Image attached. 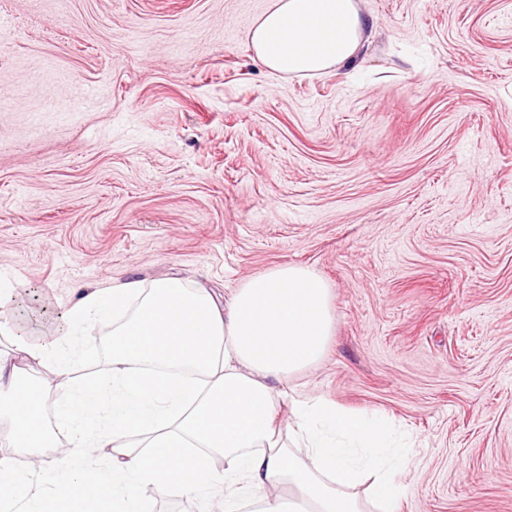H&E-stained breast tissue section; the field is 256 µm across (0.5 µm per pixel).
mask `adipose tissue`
Segmentation results:
<instances>
[{
	"label": "adipose tissue",
	"mask_w": 512,
	"mask_h": 512,
	"mask_svg": "<svg viewBox=\"0 0 512 512\" xmlns=\"http://www.w3.org/2000/svg\"><path fill=\"white\" fill-rule=\"evenodd\" d=\"M370 37L359 0H272L249 32L256 60L284 75L357 65ZM112 329V376L67 383L54 422L39 387L0 359V417L17 448H50L54 428L75 451L63 474L21 471L0 458V512H145L144 493L175 492L223 512H283L274 488H292L301 512H361L350 488L374 476L381 512H399L409 458L386 423L322 397L293 398L297 454L275 425V384L322 357L332 327L329 288L297 265L246 279L225 302L171 277L86 290L55 334L19 336V352L68 372L92 326ZM223 455L216 471L211 459Z\"/></svg>",
	"instance_id": "1"
}]
</instances>
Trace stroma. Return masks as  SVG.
<instances>
[{
  "label": "stroma",
  "instance_id": "1",
  "mask_svg": "<svg viewBox=\"0 0 512 512\" xmlns=\"http://www.w3.org/2000/svg\"><path fill=\"white\" fill-rule=\"evenodd\" d=\"M270 0H0V322L82 288L300 265L333 333L292 392L409 436L401 512H512V0H360L357 68L281 76ZM107 331L72 375L110 376ZM54 416L57 377L15 352ZM72 448L0 457L63 469Z\"/></svg>",
  "mask_w": 512,
  "mask_h": 512
}]
</instances>
